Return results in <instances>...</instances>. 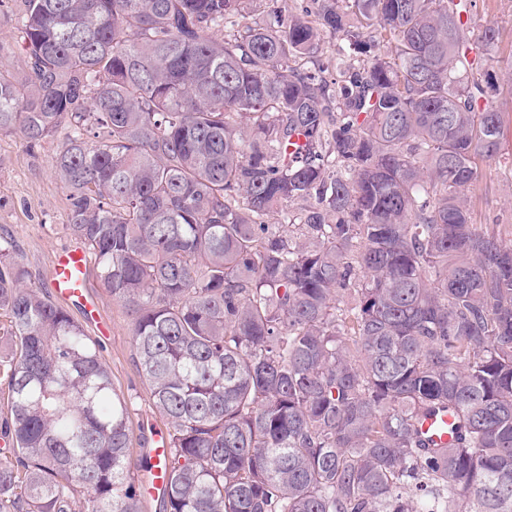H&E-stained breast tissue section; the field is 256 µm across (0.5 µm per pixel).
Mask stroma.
<instances>
[{
	"label": "stroma",
	"mask_w": 512,
	"mask_h": 512,
	"mask_svg": "<svg viewBox=\"0 0 512 512\" xmlns=\"http://www.w3.org/2000/svg\"><path fill=\"white\" fill-rule=\"evenodd\" d=\"M474 2L464 23L500 31L499 62L490 69L495 86L491 102L504 114L505 131L500 157L484 167L469 195L476 223L499 226L503 237L512 240V0ZM65 139L61 130L31 147L19 136H0V234L14 241L15 258L28 273L27 285L46 293L52 290L50 269L55 253L76 243L64 230L65 193L56 174V158ZM89 294L97 305L95 312L71 301L64 307L90 336L99 339L117 392L135 394V438L150 439L166 423L152 406L148 387L136 369L129 319L97 278H90Z\"/></svg>",
	"instance_id": "obj_1"
}]
</instances>
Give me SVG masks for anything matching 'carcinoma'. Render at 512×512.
<instances>
[{
	"instance_id": "cac0c4a2",
	"label": "carcinoma",
	"mask_w": 512,
	"mask_h": 512,
	"mask_svg": "<svg viewBox=\"0 0 512 512\" xmlns=\"http://www.w3.org/2000/svg\"><path fill=\"white\" fill-rule=\"evenodd\" d=\"M17 2L0 135L67 130L65 229L167 422L159 512H512V244L467 195L498 32L474 50L466 0ZM25 280L0 237V512H143L133 396Z\"/></svg>"
}]
</instances>
